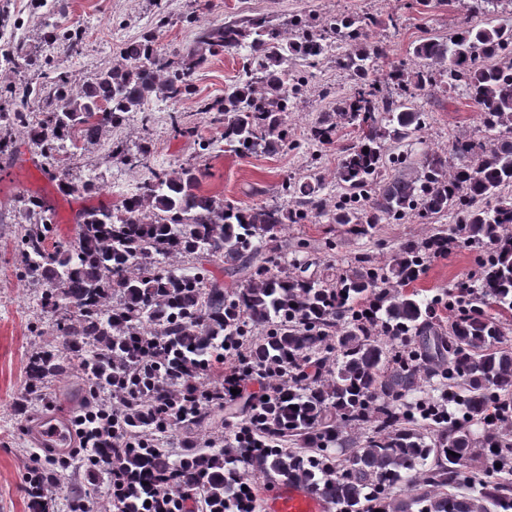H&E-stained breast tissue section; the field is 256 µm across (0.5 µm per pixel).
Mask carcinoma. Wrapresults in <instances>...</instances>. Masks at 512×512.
<instances>
[{
    "instance_id": "cac0c4a2",
    "label": "carcinoma",
    "mask_w": 512,
    "mask_h": 512,
    "mask_svg": "<svg viewBox=\"0 0 512 512\" xmlns=\"http://www.w3.org/2000/svg\"><path fill=\"white\" fill-rule=\"evenodd\" d=\"M148 29L124 44V63L76 89L66 75L48 90L9 87L19 102L0 112V152L11 145V131L22 128L41 153L55 157L79 137L96 145L104 131L122 123L128 112L145 110L148 98L178 101L194 91L193 75L207 54L233 49L243 59L242 73L224 86V95L200 101L199 111L223 128L224 146L244 155L275 156L300 147L288 130L287 114L305 93L312 70L325 59L350 73L351 96L323 112L309 128L307 141L318 148L335 142L339 125L358 130L341 151L334 173L342 194L331 214L334 224H349L365 236L375 225L450 213L455 223L421 241H408L384 264L368 256L341 273L328 264L319 276H306L300 261L277 256L288 224H305L326 214L325 180L309 175L284 179L279 193L292 206L241 207L200 192L204 171L188 164L157 167L143 145L135 153L125 144L112 156L145 171L137 192L119 208H94L82 214L75 241L52 239L50 208L28 201L27 223L20 225L21 275L42 288L41 307L56 317L57 337L31 350L27 373L39 389L72 366L91 383L112 392L117 408L128 393L123 425L147 432L159 425L153 405L162 404L186 422L205 417L189 411L176 385L222 345L238 352L242 367L265 366L288 372V387L271 398L253 399L243 426L267 448H240L224 442L218 454L189 451L168 463L187 481L212 475L204 508L224 512V482L213 473L247 463L253 473L276 474L303 482L339 506L340 512H512V440L486 426H473L496 410L508 414L512 402V350L498 346L502 323L487 308L512 312V17L468 21L444 41L421 38L413 48L424 62L413 69L401 63L382 85L369 78L383 48L369 41L377 20L369 15L294 14L278 24L263 17L227 22L201 30L194 46L163 58ZM448 77L478 107L485 141L457 138L448 163L444 152L416 151L426 113L416 108V92ZM44 95L42 118L34 122L21 109L30 95ZM171 132L193 139L198 153L211 149L194 138L193 128L171 116ZM368 152H363V149ZM59 191L71 195L94 188L77 185L48 170ZM489 245L481 263L477 296L448 301V327L434 323L433 302L406 287L427 259L450 242ZM208 255L224 261L234 289L204 271L172 268L173 257ZM372 304L365 318L361 302ZM148 336L162 346L155 370L135 374L134 337ZM402 341L406 362L389 358L381 337ZM436 377L459 404L444 417L443 395L413 401L410 395ZM423 425L425 431L416 429ZM367 429L364 442L336 450L348 428ZM433 438L429 443L426 438ZM477 448L490 453L489 468L471 485L461 472ZM140 448H114L112 461L155 474ZM501 467H496V464ZM37 487L56 486L53 470L34 469ZM404 485V493L393 495Z\"/></svg>"
}]
</instances>
